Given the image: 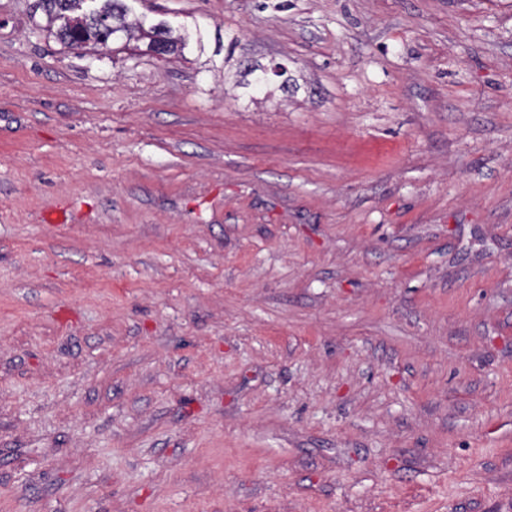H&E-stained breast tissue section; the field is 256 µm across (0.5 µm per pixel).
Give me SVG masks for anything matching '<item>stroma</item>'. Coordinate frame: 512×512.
<instances>
[{
  "label": "stroma",
  "mask_w": 512,
  "mask_h": 512,
  "mask_svg": "<svg viewBox=\"0 0 512 512\" xmlns=\"http://www.w3.org/2000/svg\"><path fill=\"white\" fill-rule=\"evenodd\" d=\"M128 4L0 0V512H512V0ZM87 0H36V8L46 17V28L58 42L66 46L91 41L109 40L129 43L132 40L148 39L147 51L166 58L182 56L190 42L195 44L199 54L206 50L204 34L195 24L194 30L185 27L173 28L165 23L150 24L132 16L126 0H103L96 16L85 9ZM68 15L77 22L73 29H57L54 16Z\"/></svg>",
  "instance_id": "stroma-1"
}]
</instances>
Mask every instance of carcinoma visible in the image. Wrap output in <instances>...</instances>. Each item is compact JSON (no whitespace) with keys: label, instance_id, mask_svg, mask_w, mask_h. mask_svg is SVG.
Segmentation results:
<instances>
[{"label":"carcinoma","instance_id":"obj_1","mask_svg":"<svg viewBox=\"0 0 512 512\" xmlns=\"http://www.w3.org/2000/svg\"><path fill=\"white\" fill-rule=\"evenodd\" d=\"M86 0H36V8L46 17V28L58 42L66 46L92 41L109 40L128 43L148 40L147 51L165 58L181 56L189 44H195L199 53L206 50L203 31L194 26L173 28L165 23L146 24V20L132 15L126 0H103L99 13L92 15L85 9ZM57 15H68L77 22L73 29H59L54 23Z\"/></svg>","mask_w":512,"mask_h":512}]
</instances>
